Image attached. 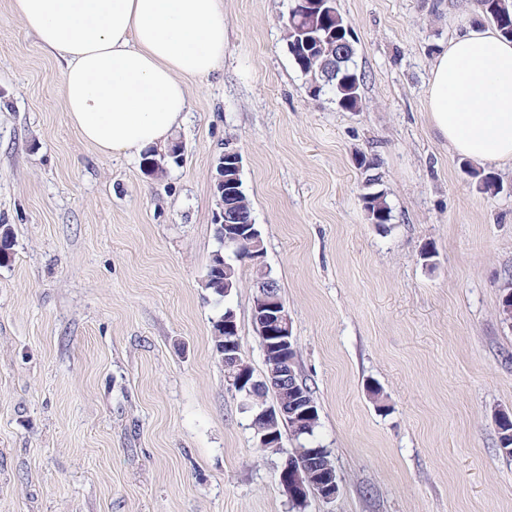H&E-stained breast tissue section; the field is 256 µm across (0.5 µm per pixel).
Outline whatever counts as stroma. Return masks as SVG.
I'll use <instances>...</instances> for the list:
<instances>
[{
  "mask_svg": "<svg viewBox=\"0 0 512 512\" xmlns=\"http://www.w3.org/2000/svg\"><path fill=\"white\" fill-rule=\"evenodd\" d=\"M294 4L224 0V61L188 80L182 161L155 178L81 139L61 60L0 0V512H293L213 348L231 308L264 370L251 266L224 303L203 286L228 147L339 477L304 512H512V166L478 191L426 116L431 64L473 2L336 0L363 77L354 112L289 55ZM363 157L384 230L360 201ZM365 183L366 192L361 195V201L370 222L386 229L391 220V208L387 202V193L379 188V177L369 176Z\"/></svg>",
  "mask_w": 512,
  "mask_h": 512,
  "instance_id": "stroma-1",
  "label": "stroma"
}]
</instances>
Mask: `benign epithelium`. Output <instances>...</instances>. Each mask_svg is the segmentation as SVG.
<instances>
[{"label": "benign epithelium", "instance_id": "1", "mask_svg": "<svg viewBox=\"0 0 512 512\" xmlns=\"http://www.w3.org/2000/svg\"><path fill=\"white\" fill-rule=\"evenodd\" d=\"M307 14L308 28L312 32L304 37V43L317 44L323 55H343L344 50L351 47L350 29L345 27L336 30L331 27L321 33L314 26L321 22H336L335 0H302ZM178 160L176 149L157 152V155L143 162L145 171L157 175L166 170L168 159ZM242 158L238 151H224L218 160L214 177V192L218 209L214 215V223L218 224V234L224 245V270L232 268L239 261L238 247L241 243L249 244V263L265 275V287L255 297L252 307V320L256 322L262 336L264 359H269L276 368L279 385L283 389L297 388L294 372L283 363L289 355L295 353L292 336V321L283 299L277 294L276 280L269 276V269L264 263V249L254 225H244L238 210L227 203L232 197L243 196L240 173ZM224 353L221 355L224 367L231 370V389L240 394L244 405L251 406V398L255 383L250 381L252 367L242 354L238 338V325L232 309H224ZM314 413V405L307 397L300 395L292 400L290 406L282 404H264L257 406L255 418L264 424L263 434L259 439V447L270 444L281 445L278 426L282 421L292 417L297 419ZM285 460L279 471V482L290 501L301 509L307 502L309 494H317L326 500L336 497L339 490L336 468L323 459V449L310 448L305 459L299 460L293 452L283 450Z\"/></svg>", "mask_w": 512, "mask_h": 512}]
</instances>
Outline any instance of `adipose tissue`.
<instances>
[{
    "label": "adipose tissue",
    "instance_id": "obj_1",
    "mask_svg": "<svg viewBox=\"0 0 512 512\" xmlns=\"http://www.w3.org/2000/svg\"><path fill=\"white\" fill-rule=\"evenodd\" d=\"M63 62L66 116L100 154L164 145L189 109L186 81L224 59V0H11ZM428 117L458 155L512 163V41L470 29L432 64Z\"/></svg>",
    "mask_w": 512,
    "mask_h": 512
}]
</instances>
